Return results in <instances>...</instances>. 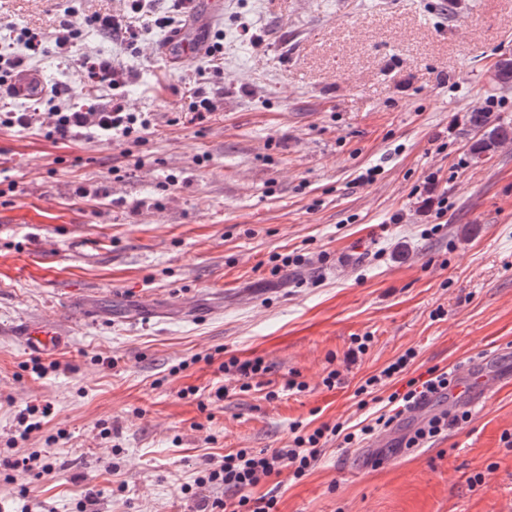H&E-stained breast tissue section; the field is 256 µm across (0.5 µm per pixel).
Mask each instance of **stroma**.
I'll list each match as a JSON object with an SVG mask.
<instances>
[{
	"mask_svg": "<svg viewBox=\"0 0 512 512\" xmlns=\"http://www.w3.org/2000/svg\"><path fill=\"white\" fill-rule=\"evenodd\" d=\"M57 19L56 0H0V44ZM203 20L224 39L216 76L206 53H154L170 35L155 25L134 50L83 31L82 52L132 73L144 142L0 128V512H77L89 495L94 512H195L200 464L285 447L296 423L356 424L377 409L358 386L410 348L412 372L490 376L470 420L411 451L396 447L411 413L328 442L306 476L282 473L280 512H512V142L474 160L469 124L512 126V87L490 83L512 58V0H195L184 35ZM35 70L103 107L76 65L47 54ZM196 86L216 105L202 121ZM297 253L308 262L271 274L272 255ZM41 320L62 338L43 361L65 367L39 375L22 328ZM357 336L371 342L350 364ZM232 357L307 388L208 403ZM48 450L49 475L3 465Z\"/></svg>",
	"mask_w": 512,
	"mask_h": 512,
	"instance_id": "1",
	"label": "stroma"
}]
</instances>
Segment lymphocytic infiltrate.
<instances>
[{"instance_id":"obj_1","label":"lymphocytic infiltrate","mask_w":512,"mask_h":512,"mask_svg":"<svg viewBox=\"0 0 512 512\" xmlns=\"http://www.w3.org/2000/svg\"><path fill=\"white\" fill-rule=\"evenodd\" d=\"M84 0H59V20L53 32L44 33L26 26L13 30L23 54L0 50V88H11L14 77L38 57L56 53L76 64L85 74L90 87L110 91L108 106L98 112H86L67 103L66 94L53 90L48 99L50 112L46 135L56 141H66L91 130L97 136L111 139L139 135L150 120L146 113L125 111L114 92L123 84V71L112 61L80 52L83 27H92L135 45L139 38L137 20L153 19L156 26L180 30L186 17V0H171L164 14H157L155 0H132L129 12L85 13ZM416 357L406 350L379 373L367 377L357 388V395L372 396L384 393L383 408L374 417L348 426L337 422L321 424L308 430L296 424L292 437L284 448H241L225 454L221 464L201 467L194 483L200 488H223V496L206 504L207 512H279L278 496L271 485L283 471L302 478L321 457L324 445L334 439L341 444H353L359 437L373 436L390 429L406 413L415 411L431 399L447 395L453 378L445 369L432 368L426 373L411 376L410 366ZM399 382V390L385 393L388 383ZM264 494H257V487Z\"/></svg>"}]
</instances>
